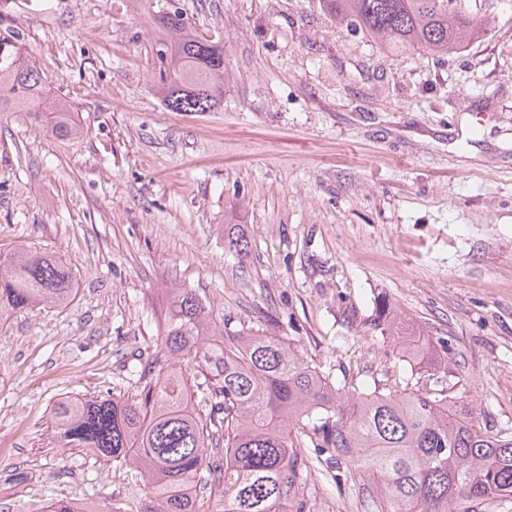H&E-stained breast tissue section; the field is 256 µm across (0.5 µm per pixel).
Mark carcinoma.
Instances as JSON below:
<instances>
[{
    "mask_svg": "<svg viewBox=\"0 0 512 512\" xmlns=\"http://www.w3.org/2000/svg\"><path fill=\"white\" fill-rule=\"evenodd\" d=\"M346 28L392 43L448 53L478 30L467 0H322ZM157 87L170 112H211L224 100V44L189 30L171 5L152 19ZM43 77L24 56L23 37L0 28V112L39 119ZM51 130L74 136L58 106ZM224 247L248 251L239 233ZM74 288L55 256L20 248L0 261V320L40 304L64 305ZM382 338L411 337L421 357L426 334L377 308ZM165 359L127 398L69 400L54 410L60 437L114 462L136 461L160 512H199L191 490H208V512H305L307 460L297 433L336 468V484L366 486L376 512H470L512 495V436L477 426L464 406L429 393L387 387L345 394L289 343L252 327L230 330L208 315L195 290L170 293L157 338ZM194 363L193 371L184 363ZM210 405L202 415L192 396Z\"/></svg>",
    "mask_w": 512,
    "mask_h": 512,
    "instance_id": "obj_1",
    "label": "carcinoma"
}]
</instances>
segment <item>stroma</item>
Wrapping results in <instances>:
<instances>
[{"mask_svg":"<svg viewBox=\"0 0 512 512\" xmlns=\"http://www.w3.org/2000/svg\"><path fill=\"white\" fill-rule=\"evenodd\" d=\"M171 1L0 0L81 128L0 112V261L53 254L76 291L0 322V512L149 505L137 468L68 447L53 409L127 393L174 286L335 385L439 392L512 433V0H470L482 26L447 55L348 30L321 0H175L224 42L212 112L156 91L150 18ZM382 302L427 330L434 367L382 339ZM306 456L310 512H373Z\"/></svg>","mask_w":512,"mask_h":512,"instance_id":"obj_1","label":"stroma"}]
</instances>
